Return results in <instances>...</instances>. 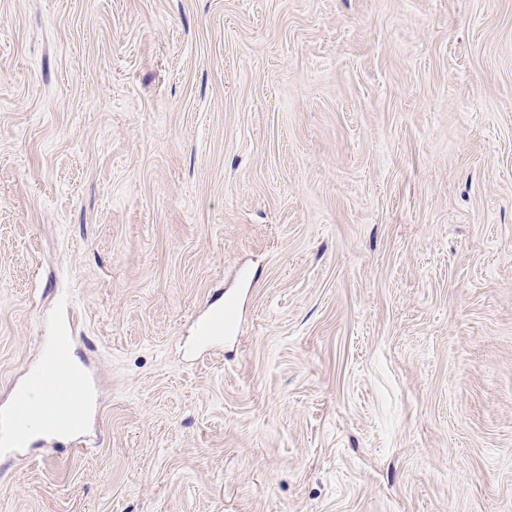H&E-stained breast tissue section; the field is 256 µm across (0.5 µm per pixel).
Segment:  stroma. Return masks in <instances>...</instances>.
Instances as JSON below:
<instances>
[{"label": "stroma", "mask_w": 512, "mask_h": 512, "mask_svg": "<svg viewBox=\"0 0 512 512\" xmlns=\"http://www.w3.org/2000/svg\"><path fill=\"white\" fill-rule=\"evenodd\" d=\"M70 321L0 512H512V0H0V410ZM236 318L234 303L226 301L223 306L211 309L196 326V344L201 348H209L217 343L224 342L233 336ZM54 370L34 373L29 381L37 380L53 391L51 399L35 405L26 394L16 395L11 409L0 417V451L25 449L31 438L49 429L51 422L58 437L81 438L89 424L90 409L84 403L75 404L78 395L90 390L88 374L82 367L73 366L72 336L66 332L47 336ZM33 418L31 430L28 426Z\"/></svg>", "instance_id": "1"}]
</instances>
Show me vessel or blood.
<instances>
[{"label": "vessel or blood", "instance_id": "1", "mask_svg": "<svg viewBox=\"0 0 512 512\" xmlns=\"http://www.w3.org/2000/svg\"><path fill=\"white\" fill-rule=\"evenodd\" d=\"M236 318L233 302L211 309L196 326L195 340L199 347L209 348L232 337ZM52 371L34 373V380L53 391L51 399L36 404L24 394L15 397L11 409L0 416V447L12 451L25 449L31 438L28 422L40 416L51 422L57 436L77 439L82 437L89 424L90 409L76 403V396L86 394L90 380L83 368L73 365L72 338L60 332L48 337Z\"/></svg>", "mask_w": 512, "mask_h": 512}]
</instances>
